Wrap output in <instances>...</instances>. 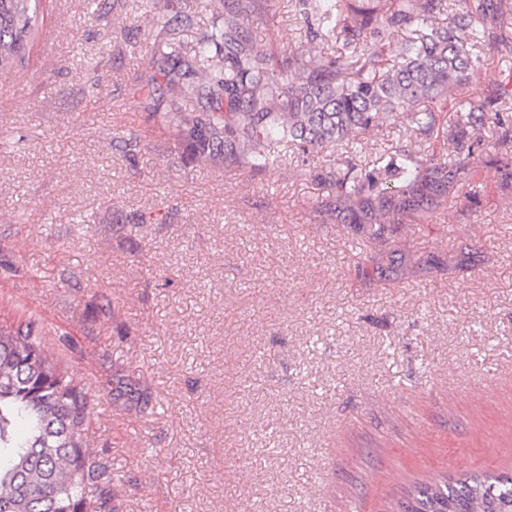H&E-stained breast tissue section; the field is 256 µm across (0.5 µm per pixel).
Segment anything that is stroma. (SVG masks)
Returning a JSON list of instances; mask_svg holds the SVG:
<instances>
[{
  "label": "stroma",
  "instance_id": "obj_1",
  "mask_svg": "<svg viewBox=\"0 0 512 512\" xmlns=\"http://www.w3.org/2000/svg\"><path fill=\"white\" fill-rule=\"evenodd\" d=\"M223 0H42L52 41L0 73V326L87 393L116 512H403L413 485L512 472V184L472 125L459 192L371 240L326 176L447 153L407 122L273 170L200 161L150 115L154 18L191 47ZM306 44L294 0L246 24ZM512 24L477 50L512 73ZM140 138L125 157L130 135ZM143 215L155 223H140ZM139 398L113 400L115 378Z\"/></svg>",
  "mask_w": 512,
  "mask_h": 512
}]
</instances>
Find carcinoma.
<instances>
[{"label":"carcinoma","mask_w":512,"mask_h":512,"mask_svg":"<svg viewBox=\"0 0 512 512\" xmlns=\"http://www.w3.org/2000/svg\"><path fill=\"white\" fill-rule=\"evenodd\" d=\"M462 13L442 25L448 0H297L299 13L315 16L310 40L279 56L244 34L248 15L259 9L247 0L234 11L215 14L186 61L176 43L159 40L158 69L166 85L207 102L205 111L181 114L176 132L198 160L218 155L262 172L278 165L295 146L310 155L405 117L428 135L436 113L415 106L447 102L454 87L475 80L473 42L494 37L511 10L507 0H462ZM39 29L37 0H0V71L28 54ZM409 39L391 45V33ZM343 36L354 59L328 58L316 50L321 32ZM497 81L484 97L481 121L500 129L512 143V124L492 111ZM448 155L425 160L406 155L384 172L357 174L350 166L333 180L338 214L367 225L371 236L409 213L423 212L438 197L463 185L475 156L468 133L454 130ZM486 163L512 174V155ZM397 172L394 186L388 174ZM89 402L66 381L31 333L0 326V512H114L112 469L89 435ZM512 473L483 479L466 474L420 486L405 512H509Z\"/></svg>","instance_id":"obj_1"}]
</instances>
